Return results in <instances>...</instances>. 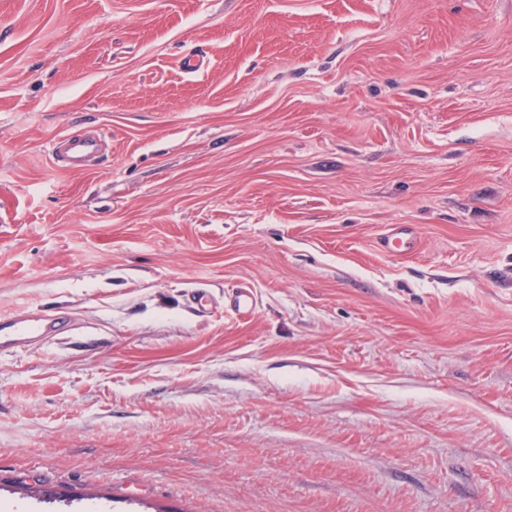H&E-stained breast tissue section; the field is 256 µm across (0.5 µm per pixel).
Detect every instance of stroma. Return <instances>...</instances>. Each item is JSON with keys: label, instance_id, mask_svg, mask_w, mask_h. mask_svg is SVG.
Returning a JSON list of instances; mask_svg holds the SVG:
<instances>
[{"label": "stroma", "instance_id": "35a3bbf8", "mask_svg": "<svg viewBox=\"0 0 512 512\" xmlns=\"http://www.w3.org/2000/svg\"><path fill=\"white\" fill-rule=\"evenodd\" d=\"M17 315L0 512H512V0H0ZM103 146V140L96 134L65 135L58 142L57 161L66 169L80 171L100 157ZM411 227L394 226L390 232L385 235L380 246L386 252L392 254H403L406 251L407 241L413 236ZM257 301L251 288H237L232 297L224 302V311L237 317L251 316L256 309ZM57 320L55 317L37 320L3 318L0 321V352L13 349L31 338L55 334L60 325Z\"/></svg>", "mask_w": 512, "mask_h": 512}]
</instances>
